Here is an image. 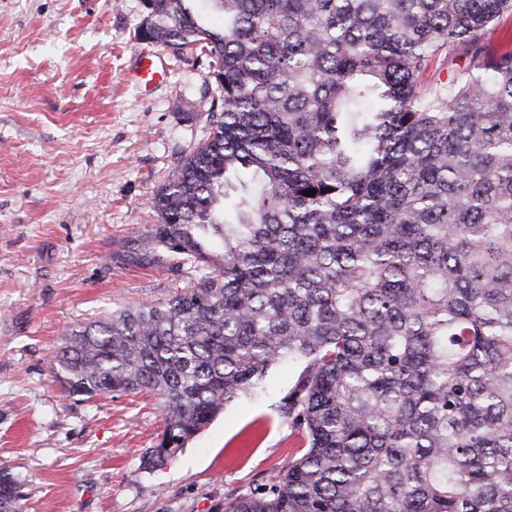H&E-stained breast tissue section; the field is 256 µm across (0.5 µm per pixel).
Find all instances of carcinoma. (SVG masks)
<instances>
[{
    "instance_id": "carcinoma-1",
    "label": "carcinoma",
    "mask_w": 512,
    "mask_h": 512,
    "mask_svg": "<svg viewBox=\"0 0 512 512\" xmlns=\"http://www.w3.org/2000/svg\"><path fill=\"white\" fill-rule=\"evenodd\" d=\"M196 2L144 0L139 36L200 49L220 111L124 250L190 283L65 330V390L160 397L152 472L301 361L278 411L306 452L224 512H512V0Z\"/></svg>"
}]
</instances>
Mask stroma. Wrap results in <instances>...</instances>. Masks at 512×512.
<instances>
[{"mask_svg": "<svg viewBox=\"0 0 512 512\" xmlns=\"http://www.w3.org/2000/svg\"><path fill=\"white\" fill-rule=\"evenodd\" d=\"M143 0H0V468L18 512H221L303 450L278 417L300 364H275L167 465L139 470L163 415L149 394L65 396V328L185 287L122 261L156 192L210 132L208 58L148 47ZM165 76L132 79L141 51Z\"/></svg>", "mask_w": 512, "mask_h": 512, "instance_id": "1", "label": "stroma"}]
</instances>
